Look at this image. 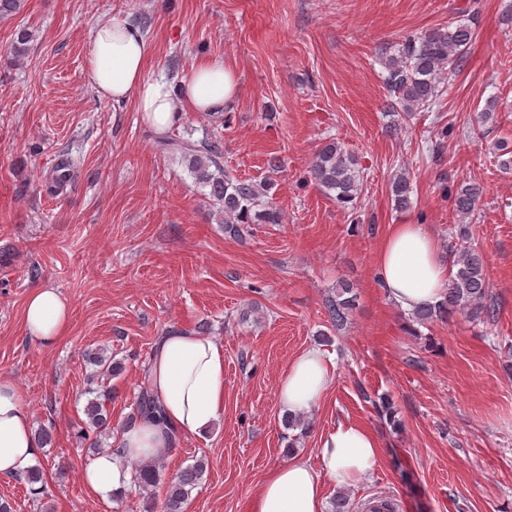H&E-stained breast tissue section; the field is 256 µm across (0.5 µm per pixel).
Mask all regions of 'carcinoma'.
Here are the masks:
<instances>
[{
    "instance_id": "1",
    "label": "carcinoma",
    "mask_w": 512,
    "mask_h": 512,
    "mask_svg": "<svg viewBox=\"0 0 512 512\" xmlns=\"http://www.w3.org/2000/svg\"><path fill=\"white\" fill-rule=\"evenodd\" d=\"M477 32L466 23H448L421 36H410L399 49V54L387 60L385 85L392 96V113L406 114L421 112L435 105L443 94L445 81L456 76ZM32 39L30 31L18 29L12 43L14 55L21 57L29 50ZM160 146L171 154L179 155L187 162V168L195 183L208 188V197L222 214L224 233L241 238L250 224H280L282 215L274 207L269 192L271 183L240 180L227 175L221 164L222 147L217 140L208 137L200 141L167 137ZM354 158L342 150L336 142L322 146L309 166L310 178L327 192H335L336 202L346 207L357 203L362 192V181L355 168ZM71 164L60 161L52 174L49 190L57 192L70 181ZM392 193L397 208L404 210L411 206L413 188L407 175L401 173L392 182ZM482 198V188L474 183L465 184L453 195L452 208L464 219L475 213ZM454 256L453 270L446 287L445 298L435 307L422 308L415 312V318L422 322L445 319L448 314L460 312L473 319L488 317L494 313L490 282L482 256L464 244L451 250ZM353 287L341 284L336 294L326 302L328 321L339 328L347 322L355 306ZM90 362L98 367L96 376L110 379L120 375L123 363L112 359L103 349L88 353ZM112 401V388L100 390L95 399L84 409L86 419L72 426L76 441L96 453L103 450V440L112 436V417L106 403ZM145 418L162 419V409L155 399L149 383L148 370H143V380L132 412L127 416L125 426L129 427ZM205 469V462L199 460L174 476L164 472V466L157 461L134 465L135 485L150 495L153 507L159 512H185V505L191 491L198 485ZM23 477L33 495L44 493L45 478L41 468L32 466ZM163 490L162 500L156 493Z\"/></svg>"
}]
</instances>
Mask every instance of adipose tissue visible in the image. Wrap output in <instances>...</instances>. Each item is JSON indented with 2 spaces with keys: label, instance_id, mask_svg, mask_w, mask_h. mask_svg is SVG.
Returning <instances> with one entry per match:
<instances>
[{
  "label": "adipose tissue",
  "instance_id": "1",
  "mask_svg": "<svg viewBox=\"0 0 512 512\" xmlns=\"http://www.w3.org/2000/svg\"><path fill=\"white\" fill-rule=\"evenodd\" d=\"M88 82L115 103L133 101L156 133L180 122L183 110L216 112L238 93L234 70L223 60L202 61L171 86L148 74V45L142 30L104 18L93 28ZM379 280L388 299L406 311L440 303L450 275L438 242L423 224H395L377 256ZM70 319L66 301L52 288L32 292L25 304L28 339L47 348L62 336ZM150 385L163 410L162 420L143 419L120 435L118 452L86 460L82 480L92 497L107 500L126 490L133 459H165L177 437L208 432L224 414V346L212 336L174 329L157 344L149 364ZM336 379L333 357L317 348L303 350L289 363L277 388L283 412L301 415L317 407ZM38 452L33 415L16 385L0 380V478L22 474ZM378 440L358 423L329 432L318 450V465L293 455L272 468L248 504V512H327V488L352 487L374 469Z\"/></svg>",
  "mask_w": 512,
  "mask_h": 512
}]
</instances>
